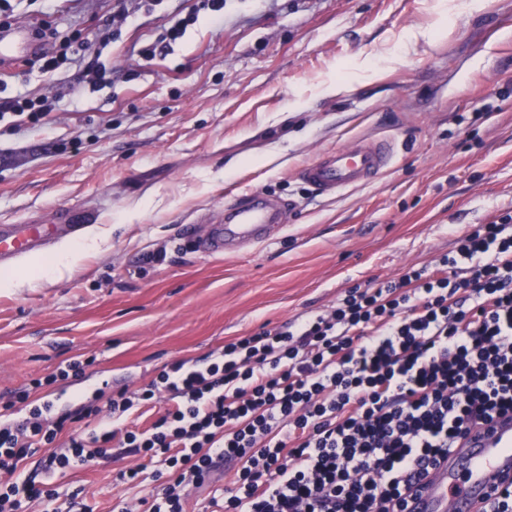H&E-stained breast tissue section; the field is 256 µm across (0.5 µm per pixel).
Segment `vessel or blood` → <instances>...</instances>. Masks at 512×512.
<instances>
[{
	"label": "vessel or blood",
	"mask_w": 512,
	"mask_h": 512,
	"mask_svg": "<svg viewBox=\"0 0 512 512\" xmlns=\"http://www.w3.org/2000/svg\"><path fill=\"white\" fill-rule=\"evenodd\" d=\"M391 137L363 138L329 150L307 162L301 180L319 196H328L375 180L397 158ZM284 207L260 191L234 197L217 224L189 225L185 243L202 255H221L247 243L268 241L281 229ZM89 219L73 208L65 224H0V266L42 253L61 236L79 233ZM512 475V415L469 430L457 451L433 468L410 512H479L489 501L492 486Z\"/></svg>",
	"instance_id": "b4317fda"
}]
</instances>
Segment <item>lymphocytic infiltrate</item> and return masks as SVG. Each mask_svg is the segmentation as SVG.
Here are the masks:
<instances>
[{
	"mask_svg": "<svg viewBox=\"0 0 512 512\" xmlns=\"http://www.w3.org/2000/svg\"><path fill=\"white\" fill-rule=\"evenodd\" d=\"M1 405L0 512H96L60 477L127 456L112 512H402L473 425L512 411V212L434 268L347 289L336 307L166 365L146 386L52 418ZM164 401L145 428L134 412ZM234 479L215 483L224 466Z\"/></svg>",
	"mask_w": 512,
	"mask_h": 512,
	"instance_id": "1",
	"label": "lymphocytic infiltrate"
}]
</instances>
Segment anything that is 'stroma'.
Listing matches in <instances>:
<instances>
[{
    "label": "stroma",
    "mask_w": 512,
    "mask_h": 512,
    "mask_svg": "<svg viewBox=\"0 0 512 512\" xmlns=\"http://www.w3.org/2000/svg\"><path fill=\"white\" fill-rule=\"evenodd\" d=\"M10 0L48 36L0 58V97L47 95L32 126L0 121V224L80 207L101 248L70 274L0 287V402L71 358L85 386L137 389L168 363L335 306L345 289L435 263L472 225L512 211V0ZM185 36L148 54L176 19ZM58 57L52 76L27 67ZM99 59L110 83L83 80ZM343 82L340 95L329 84ZM392 136L394 166L320 198L296 172L355 139ZM285 203L272 241L192 252L184 224L224 213L228 187ZM165 252L163 261L151 254ZM116 463L67 473L110 512Z\"/></svg>",
    "instance_id": "1"
}]
</instances>
